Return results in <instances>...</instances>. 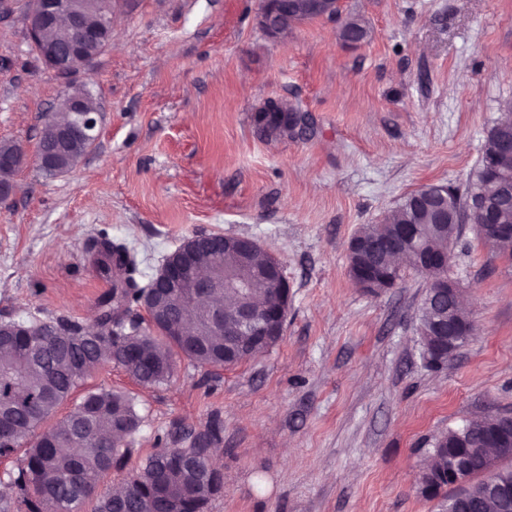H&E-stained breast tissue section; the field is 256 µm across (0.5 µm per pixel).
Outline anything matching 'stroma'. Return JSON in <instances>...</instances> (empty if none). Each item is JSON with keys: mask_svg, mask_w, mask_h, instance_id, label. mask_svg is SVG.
Masks as SVG:
<instances>
[{"mask_svg": "<svg viewBox=\"0 0 512 512\" xmlns=\"http://www.w3.org/2000/svg\"><path fill=\"white\" fill-rule=\"evenodd\" d=\"M29 0L0 9V141L34 154L69 87L105 114L72 171L35 161L0 205V318L89 323L107 289L89 261L105 236L138 254L140 283L200 233L247 236L281 263L291 291L283 338L238 365L180 361L140 386L124 369L87 387L137 397L136 470L173 424L224 422L213 450L224 488L205 512H440L418 489L435 439L466 419L512 411V260L473 226L448 275L474 334L426 367L417 333L426 280L359 288L347 247L424 184L465 188L512 100V0H338L336 17L270 38L262 0H115L112 44L60 77L32 48ZM367 39L348 45L342 23ZM288 103L294 135L261 134L256 111Z\"/></svg>", "mask_w": 512, "mask_h": 512, "instance_id": "obj_1", "label": "stroma"}]
</instances>
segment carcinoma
Here are the masks:
<instances>
[{
	"mask_svg": "<svg viewBox=\"0 0 512 512\" xmlns=\"http://www.w3.org/2000/svg\"><path fill=\"white\" fill-rule=\"evenodd\" d=\"M368 30L359 18H349L340 28V38L365 40ZM506 113L491 128L481 159L469 180L467 191L482 193L487 206L483 210L467 208V195H460L444 212L434 202L414 205L423 194V185L405 196L386 224L362 226L358 233L381 244L394 238L395 230L408 226L413 232L404 251L408 263L416 265L418 252H448V241H457L466 224H484L495 213L499 224L512 225V206L499 207L493 180H512V152L500 150L499 140H512V102L503 104ZM493 252L512 259V237L487 233L482 237ZM94 266L111 283L97 302L95 327L88 329L67 317L43 320L35 315L0 321V410L12 415V426L0 432V458L12 456L20 442L36 435L17 464L7 473L14 500L0 499V512H12L11 502L24 512H73L92 497L97 512H205L208 501L223 487L220 471L209 449L221 440L223 424L214 417L203 431L175 430L167 434L168 447L158 449L125 480L120 494L100 491L102 480L124 470L132 455L131 444L141 428L144 416L135 399L125 393L97 388L85 392L80 401L55 425L44 422L68 401L72 393L98 368L106 364L122 367L143 386L169 381L177 360L185 358L200 367L229 368L250 359L258 352L274 347L282 336H273L259 344L238 337L243 348L237 358L224 361L225 333L206 326L207 311L192 305V288H170L163 295H151L140 285L136 253L125 244L103 236L92 246ZM191 254L198 269L230 271L246 288H224L216 301L234 304L247 294L264 307L270 303L271 289L261 276L264 267L275 259L257 247L248 254L232 242L222 248L201 250L193 237L169 254L173 264ZM449 299L436 302L424 299L418 331L422 351L430 349L434 336L428 329L437 310L448 307ZM140 308L145 315L132 314ZM178 310L183 325L177 334L168 331L165 319ZM108 423L118 437L107 441L102 424ZM494 416L466 422L463 450L473 459L466 485L448 479V448L457 429L436 439L432 464L420 480L433 476L437 481L423 490L427 499L451 504L465 495L470 512H495L497 506L485 491L484 472H495L512 481V453L488 448L495 428Z\"/></svg>",
	"mask_w": 512,
	"mask_h": 512,
	"instance_id": "1",
	"label": "carcinoma"
}]
</instances>
